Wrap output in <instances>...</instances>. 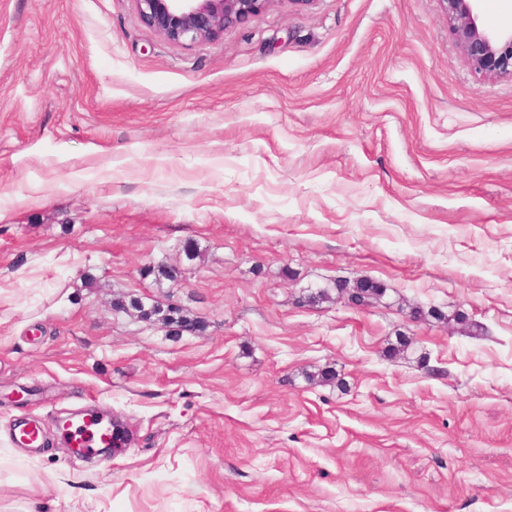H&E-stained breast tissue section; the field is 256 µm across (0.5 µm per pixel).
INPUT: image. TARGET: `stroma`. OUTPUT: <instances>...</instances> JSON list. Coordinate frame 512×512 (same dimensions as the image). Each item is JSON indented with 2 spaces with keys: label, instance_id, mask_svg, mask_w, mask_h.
I'll return each instance as SVG.
<instances>
[{
  "label": "stroma",
  "instance_id": "stroma-1",
  "mask_svg": "<svg viewBox=\"0 0 512 512\" xmlns=\"http://www.w3.org/2000/svg\"><path fill=\"white\" fill-rule=\"evenodd\" d=\"M365 277L380 303L299 301ZM89 407L130 447L71 456L55 421ZM32 499L512 512V81L440 0H273L190 46L132 0H0V512ZM43 430L37 422L20 425L12 434V442L21 448H38L43 441Z\"/></svg>",
  "mask_w": 512,
  "mask_h": 512
}]
</instances>
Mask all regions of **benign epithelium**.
Returning <instances> with one entry per match:
<instances>
[{
  "mask_svg": "<svg viewBox=\"0 0 512 512\" xmlns=\"http://www.w3.org/2000/svg\"><path fill=\"white\" fill-rule=\"evenodd\" d=\"M141 21L166 41H215L224 30L264 12L274 0H132ZM448 30L464 61L489 79H512V32L491 33L478 24L474 0H441Z\"/></svg>",
  "mask_w": 512,
  "mask_h": 512,
  "instance_id": "1",
  "label": "benign epithelium"
}]
</instances>
